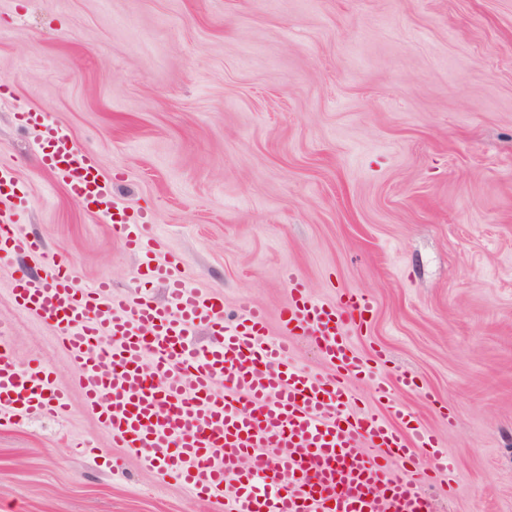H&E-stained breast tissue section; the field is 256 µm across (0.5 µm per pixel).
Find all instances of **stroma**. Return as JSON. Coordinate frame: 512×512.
I'll list each match as a JSON object with an SVG mask.
<instances>
[{"mask_svg": "<svg viewBox=\"0 0 512 512\" xmlns=\"http://www.w3.org/2000/svg\"><path fill=\"white\" fill-rule=\"evenodd\" d=\"M0 166L22 232L81 285H140L110 225L38 160L18 110L46 112L151 219L224 317L264 311L282 337L288 272L311 294L373 302L346 338L386 403L437 435L434 512H512V0H0ZM0 263V337L37 359L70 413L0 422V512H225L113 447L53 322L19 311ZM91 445L88 453L72 449ZM124 472L113 476V458Z\"/></svg>", "mask_w": 512, "mask_h": 512, "instance_id": "stroma-1", "label": "stroma"}]
</instances>
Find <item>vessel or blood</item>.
I'll return each instance as SVG.
<instances>
[{"label": "vessel or blood", "instance_id": "b4317fda", "mask_svg": "<svg viewBox=\"0 0 512 512\" xmlns=\"http://www.w3.org/2000/svg\"><path fill=\"white\" fill-rule=\"evenodd\" d=\"M35 133L43 170L69 195L106 218L140 257L142 289L117 295L107 281L80 286L72 265L46 260L41 278L19 273L13 296L21 310L53 321L69 354L86 406L116 447L146 466L209 498L225 480L235 483L229 512H431L421 491L449 471L435 436L413 428L404 408L386 416L373 407L352 414L345 380L365 377L367 365L349 346V328L364 326L369 297L343 294L327 303L289 274L291 300L281 322L290 336H307L335 370L324 376L288 360V345L267 338L264 313L246 310L224 319L215 292L188 287L180 263L157 262L142 230L145 214L128 213L95 158L42 112H20ZM16 182L0 169V260L42 253L22 233L14 211ZM168 289L157 303L148 285ZM207 328L211 340L195 334ZM67 391L49 367L20 364L0 340V415L65 416ZM290 475L282 483L281 475Z\"/></svg>", "mask_w": 512, "mask_h": 512}]
</instances>
